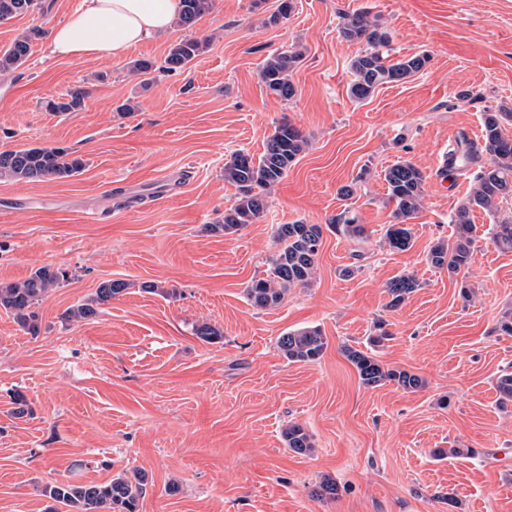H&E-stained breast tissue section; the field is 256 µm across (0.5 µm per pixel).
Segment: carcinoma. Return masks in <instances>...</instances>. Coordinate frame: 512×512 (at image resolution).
I'll use <instances>...</instances> for the list:
<instances>
[{
    "mask_svg": "<svg viewBox=\"0 0 512 512\" xmlns=\"http://www.w3.org/2000/svg\"><path fill=\"white\" fill-rule=\"evenodd\" d=\"M213 0H181L178 26L189 30L202 16L209 13ZM39 8V0H0V21L17 15L33 12ZM341 36L354 42L366 43V48L350 62L352 79L348 86L349 97L357 102L368 99L384 84H399L419 73L427 59L417 53H407L397 59L390 58L382 48L389 45L387 31L370 20L369 14L354 12L344 15ZM41 31L33 28L18 35L4 50L0 51V73L19 68L30 54L33 39ZM207 43L198 38H184L169 50L164 63L170 71L183 69L200 56ZM302 59L298 50L275 52L260 66V79L267 94L289 101L296 96L291 74ZM86 91L76 89L67 98L46 102L50 112H72L81 106ZM483 150L488 161L481 166L476 177V187L455 211V240L438 242L427 253L426 261L435 268H446L448 274L457 276L469 269L474 262L471 212L482 209L497 216L493 225V242L503 252H512V214L500 215L501 204L512 199V138L504 133V124L512 122V112L488 107L483 116ZM308 144L301 131L284 120L275 127L266 139L263 152L255 156L244 150L233 153L224 164V181L235 186L237 197L232 206L224 210V217L209 225V231L230 236L246 224L260 219L267 207V191L288 175L298 156ZM82 158L61 147H28L18 150L0 151V180L38 182L47 177L66 178L83 171ZM387 185V196L394 204V223L389 225L384 242L392 251H406L412 245L410 220L421 207L425 176L419 168L407 160H398L383 171ZM337 233L352 240L365 238V228L356 223L355 217L343 216L332 225ZM323 227L297 221L279 224L275 238L282 248L272 260L271 276L251 282L246 295L258 308H274L288 291L307 285L313 278L319 249L322 244ZM67 278V272L49 265L41 266L20 283L0 284V310L13 316L15 322L26 333H40L39 316L34 308L52 288ZM130 284L124 280H106L98 286L95 296L67 311V317L76 320L95 318L100 306L123 293ZM417 287L411 275H402L391 282L388 292L391 305L402 303L407 294ZM193 333L203 342L220 343L224 333L208 323L194 326ZM327 339L318 327H303L290 330L277 339V348L291 363H314L324 354ZM348 361L355 367L362 384L367 387L381 386L393 382L400 388L416 391L424 386L423 379L405 369L387 367L372 353L347 347L344 350ZM500 401L512 402V372H505L496 380ZM284 441L288 450L299 455H308L314 444L307 430L299 424H290L284 430ZM146 483V475L136 472L131 477H117L107 483H83L72 480L57 482L45 487L43 493L56 503L48 512H138L139 499Z\"/></svg>",
    "mask_w": 512,
    "mask_h": 512,
    "instance_id": "obj_1",
    "label": "carcinoma"
}]
</instances>
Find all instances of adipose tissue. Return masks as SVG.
<instances>
[{"instance_id":"1","label":"adipose tissue","mask_w":512,"mask_h":512,"mask_svg":"<svg viewBox=\"0 0 512 512\" xmlns=\"http://www.w3.org/2000/svg\"><path fill=\"white\" fill-rule=\"evenodd\" d=\"M179 0H81L48 37L52 55L116 57L176 27Z\"/></svg>"}]
</instances>
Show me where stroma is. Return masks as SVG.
<instances>
[{"instance_id":"1","label":"stroma","mask_w":512,"mask_h":512,"mask_svg":"<svg viewBox=\"0 0 512 512\" xmlns=\"http://www.w3.org/2000/svg\"><path fill=\"white\" fill-rule=\"evenodd\" d=\"M80 2L43 0L0 22V49L64 23ZM277 5L214 0L188 32L209 46L179 71L164 59L181 29L114 58H59L42 38L0 75V150L64 147L85 162L70 178L0 181V283L42 265L68 272L36 307L39 335L0 311V512H47L46 485L138 470L139 512H512V403L495 388L512 372V336L498 329L512 311V253L495 248L496 219L477 209L465 274L426 262L431 246L453 240L450 216L479 171L441 176L444 156L470 143L485 108L512 110V0H294L273 23ZM356 9L389 31L392 56L428 58L362 102L348 95L362 46L340 34ZM292 48L304 54L297 95L280 101L258 72ZM143 58L155 63L146 85L130 73ZM75 88L87 92L76 111H46ZM126 102L136 111L118 114ZM285 119L309 147L270 189L264 216L231 236L208 232L236 197L225 162L261 154ZM399 159L426 181L413 245L393 252L382 172ZM344 185L352 197L339 196ZM346 211L365 226L363 241L329 231ZM295 221L327 227L314 277L279 306L254 307L245 289L270 272L276 225ZM351 264L357 273L342 277ZM402 275L418 286L394 307L388 286ZM108 279L129 287L92 320L66 317ZM202 323L223 342L199 340ZM306 326L321 328L327 348L317 362H288L276 341ZM381 331L387 340L369 347ZM348 345L424 387L364 386ZM18 395L31 415L14 417ZM294 423L311 435V454L286 447ZM326 478L336 498L315 496Z\"/></svg>"}]
</instances>
